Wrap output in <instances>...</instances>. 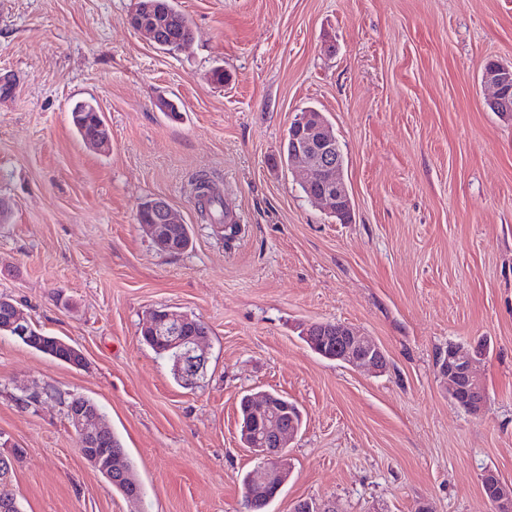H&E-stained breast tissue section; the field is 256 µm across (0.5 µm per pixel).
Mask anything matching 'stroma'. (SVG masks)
<instances>
[{
	"mask_svg": "<svg viewBox=\"0 0 512 512\" xmlns=\"http://www.w3.org/2000/svg\"><path fill=\"white\" fill-rule=\"evenodd\" d=\"M193 32L167 53L129 24L135 0H0V295L78 348L81 367L0 336V453L20 449L21 512H249L256 460L238 403L294 402L303 426L266 512H491L482 476L512 482V115L481 73L512 65V0H176ZM222 67L224 85L210 80ZM175 113L160 111V101ZM101 107L110 152L71 123ZM324 113L353 199L343 224L283 160L301 109ZM207 178L235 241L201 218ZM165 199L180 254L136 221ZM208 328L196 388L140 339L154 309ZM338 321L388 355L375 375L313 352ZM487 342L479 415L436 369L449 343ZM52 385L99 406L144 488L130 503L82 456Z\"/></svg>",
	"mask_w": 512,
	"mask_h": 512,
	"instance_id": "obj_1",
	"label": "stroma"
}]
</instances>
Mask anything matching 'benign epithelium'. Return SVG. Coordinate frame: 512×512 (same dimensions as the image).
<instances>
[{
	"label": "benign epithelium",
	"instance_id": "7a95c632",
	"mask_svg": "<svg viewBox=\"0 0 512 512\" xmlns=\"http://www.w3.org/2000/svg\"><path fill=\"white\" fill-rule=\"evenodd\" d=\"M151 9L147 0H137L133 13V27L156 39L154 27L144 21ZM482 84L491 89L489 105L500 112H511L512 105L506 100L501 75L486 72L481 78ZM288 160L297 165L295 177L307 183L316 184V192L309 194L313 201L326 205L330 212L339 214L353 211V202L342 175V159L336 149V142L330 127L322 118H309L304 112L297 116L291 129ZM153 211L162 216V223L148 224L146 228L152 239L162 250L166 249V225L178 224L180 220L170 204L163 199H154L141 204L138 211ZM185 317L169 310L162 312L154 309L142 323L145 331L168 339L169 349L175 351V370L183 377L188 386L198 383L205 368L207 357L204 346L205 337L185 338L181 329ZM8 328L21 338H27L29 322L19 306L12 304ZM336 335V355L328 351V339L316 338L314 333ZM303 339L309 347L324 358H332L345 364L362 367L373 373L381 374L388 368L389 360L385 350L370 336H363L345 324L338 322L330 325L316 322L308 325ZM486 349L472 347L466 349L453 343L448 351L437 361L439 374L448 385V396L452 402L463 399L466 410L472 415L481 412L485 403L484 387L476 374L475 365L485 356ZM251 413L257 421L255 427L245 431V447L249 448L257 460L253 472V481L245 488L244 494L250 503L273 499L283 483L279 481L288 469L286 448L289 441L298 433L294 415L289 409L280 406L271 399L257 398L251 403ZM72 430L84 459L96 470L101 471L112 482H119L125 476L122 464L123 456L119 452L111 453L100 447L103 428L97 420L85 413V410L69 412ZM482 483L492 489L489 502L492 512H512V483L503 482L498 475L487 471ZM293 512H338L331 502L321 504L308 500L296 502Z\"/></svg>",
	"mask_w": 512,
	"mask_h": 512
}]
</instances>
